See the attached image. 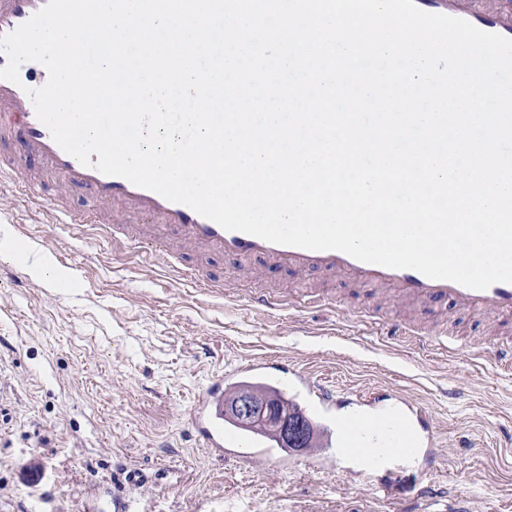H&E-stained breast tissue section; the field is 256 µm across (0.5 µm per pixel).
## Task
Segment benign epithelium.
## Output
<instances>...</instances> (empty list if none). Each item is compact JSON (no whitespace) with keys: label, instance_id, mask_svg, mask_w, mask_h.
I'll list each match as a JSON object with an SVG mask.
<instances>
[{"label":"benign epithelium","instance_id":"1","mask_svg":"<svg viewBox=\"0 0 512 512\" xmlns=\"http://www.w3.org/2000/svg\"><path fill=\"white\" fill-rule=\"evenodd\" d=\"M226 410L230 416L242 423L274 427L282 444L294 451H302L310 444L301 418L293 413H282L251 391L237 394L226 406Z\"/></svg>","mask_w":512,"mask_h":512}]
</instances>
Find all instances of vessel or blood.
I'll list each match as a JSON object with an SVG mask.
<instances>
[{
    "instance_id": "obj_1",
    "label": "vessel or blood",
    "mask_w": 512,
    "mask_h": 512,
    "mask_svg": "<svg viewBox=\"0 0 512 512\" xmlns=\"http://www.w3.org/2000/svg\"><path fill=\"white\" fill-rule=\"evenodd\" d=\"M47 2L0 0V35L15 30ZM415 4L422 11L460 18L482 31L512 38V0H415ZM46 81V69L35 62L21 67L19 83L0 79V145L8 148L7 154H0V183L20 181L28 202L33 205L41 202L39 183L43 176H55L66 186L85 187L105 207L104 212L93 215L92 221L105 225L114 248L149 250L177 277L200 280L202 288L220 295L227 292L223 283L204 279L201 270L182 267V250L199 248L246 263L256 260L269 267H286L299 273L324 269L389 290L393 301L399 304H435L450 300L461 309L488 311L512 318V283H496L478 291L452 281L433 280L412 269L365 263L340 251H314L274 244L244 232L225 230L186 205L170 202L124 178L108 176L81 165L53 141L25 93L26 88L41 87ZM31 155L41 158L39 169L25 167L24 161ZM153 224L173 228L176 243L157 240L149 231ZM246 299L250 306L266 312L291 310L301 301L311 306L330 301L328 295L317 291L285 294L272 288L248 291ZM395 329L399 335L412 338L415 351L430 347L447 350L462 367L487 358L502 365L512 364V343L508 341L492 340L462 346L443 329L417 328L406 321L397 322ZM273 367V362L262 359L219 374L209 381L204 395L191 407L188 418L202 447L214 455L232 454L249 465L275 458L276 450L265 438L245 436L241 430L224 422L225 384L246 372L260 376L268 374ZM293 377L298 388L315 394V414L322 418H340L338 446L360 461L363 473L383 471L385 461L395 456L415 457L426 467L435 466V454L420 445L417 425L426 418L421 405L412 404L385 412H354L340 417L336 407L344 402V395L313 381L304 370H294Z\"/></svg>"
}]
</instances>
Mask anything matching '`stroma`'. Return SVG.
Listing matches in <instances>:
<instances>
[{
	"label": "stroma",
	"instance_id": "stroma-1",
	"mask_svg": "<svg viewBox=\"0 0 512 512\" xmlns=\"http://www.w3.org/2000/svg\"><path fill=\"white\" fill-rule=\"evenodd\" d=\"M0 512H88L120 499L130 512H291L331 503L348 512L377 479L350 478L336 427L318 425L291 469L253 468L210 454L187 426L212 376L257 356L287 359L335 389L421 403L437 431L439 464L393 469L411 507L421 485L464 497L470 512H512V368H459L421 356L354 320L380 309L379 288L341 275L267 267L261 285L318 286L335 305L263 317L244 299L205 294L152 260L119 252L101 227L50 224L17 189H0ZM42 260L49 276L33 275ZM448 317L460 343L512 339V321L453 303L415 307L412 322ZM143 474L131 484L130 472Z\"/></svg>",
	"mask_w": 512,
	"mask_h": 512
}]
</instances>
